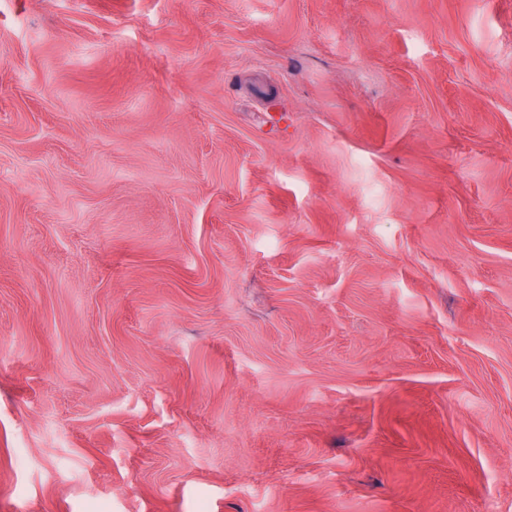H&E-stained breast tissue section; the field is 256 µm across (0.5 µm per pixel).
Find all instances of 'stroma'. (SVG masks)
I'll use <instances>...</instances> for the list:
<instances>
[{
	"mask_svg": "<svg viewBox=\"0 0 512 512\" xmlns=\"http://www.w3.org/2000/svg\"><path fill=\"white\" fill-rule=\"evenodd\" d=\"M0 512H512V0H0Z\"/></svg>",
	"mask_w": 512,
	"mask_h": 512,
	"instance_id": "35a3bbf8",
	"label": "stroma"
}]
</instances>
